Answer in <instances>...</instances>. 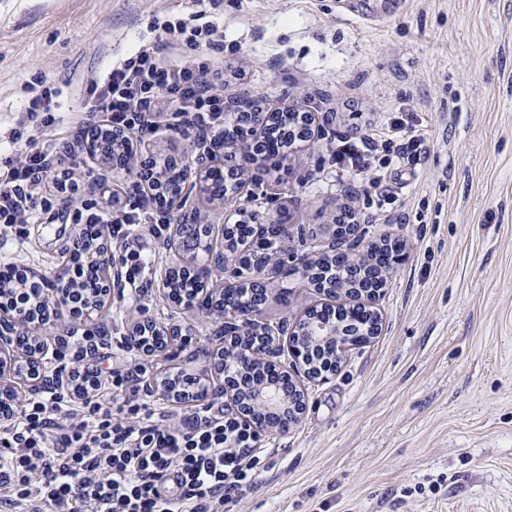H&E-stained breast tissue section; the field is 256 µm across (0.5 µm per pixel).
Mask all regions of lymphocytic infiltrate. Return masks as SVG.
I'll list each match as a JSON object with an SVG mask.
<instances>
[{
	"label": "lymphocytic infiltrate",
	"mask_w": 512,
	"mask_h": 512,
	"mask_svg": "<svg viewBox=\"0 0 512 512\" xmlns=\"http://www.w3.org/2000/svg\"><path fill=\"white\" fill-rule=\"evenodd\" d=\"M195 25L180 19L158 24L154 41L139 45L122 63L109 66L85 87L86 102L64 108L63 90L41 85L25 108L27 118L11 131L12 151L0 160V241L21 242V227L54 207L47 186L64 194L83 231L72 251L84 256L88 232L122 243L134 224L164 239L169 217L155 198L139 192L121 206L101 204L80 189L60 141L79 129L84 141L100 130L128 142H144L160 129L179 135H253L251 154L269 159L285 154L279 134L239 122L240 110L224 104V34L195 12ZM193 52L190 62L167 60L169 51ZM374 139L349 136L331 153L336 176L386 181L372 172ZM97 328L73 330L57 353L69 369L65 387L49 385L43 371L17 412L0 416V506L10 512H224V494L252 483L259 435L246 418L225 413L211 401L195 405L181 422L144 402L140 362L102 368L92 356L102 339Z\"/></svg>",
	"instance_id": "f902f5d3"
}]
</instances>
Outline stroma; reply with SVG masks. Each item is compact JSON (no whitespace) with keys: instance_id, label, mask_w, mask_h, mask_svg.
Returning <instances> with one entry per match:
<instances>
[{"instance_id":"obj_1","label":"stroma","mask_w":512,"mask_h":512,"mask_svg":"<svg viewBox=\"0 0 512 512\" xmlns=\"http://www.w3.org/2000/svg\"><path fill=\"white\" fill-rule=\"evenodd\" d=\"M196 0H0V137L15 127L39 82L83 105L81 84L151 40L157 21L190 20ZM224 59L239 69L224 100L294 106L322 131L289 149L279 170H248L222 201L192 191L201 221L221 238L235 209L257 223L287 217L272 300L261 322H296L307 310L352 305L302 281L289 260L320 252L328 225L349 209L366 217L355 252L391 235L405 261L371 307L376 336L348 350L335 375L306 382V409L285 431L262 433L250 487L224 512H512V0H407L367 25L343 0H224ZM421 134L426 151L400 162L389 195L333 181L330 147L356 133L388 134L391 117ZM80 179L113 197L136 190L137 164L116 169L76 148ZM77 230L57 205L23 228V250L0 256L46 274L64 262ZM174 256L155 249L139 305L124 278L111 283L101 324L108 347L135 319L188 326L180 348L146 358L148 379L200 375L198 351L221 346L222 322L171 301L160 286Z\"/></svg>"}]
</instances>
